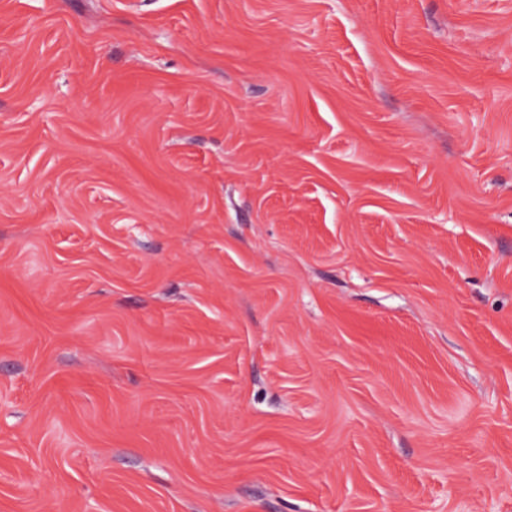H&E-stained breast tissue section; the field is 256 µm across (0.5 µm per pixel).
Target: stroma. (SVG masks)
<instances>
[{
	"mask_svg": "<svg viewBox=\"0 0 512 512\" xmlns=\"http://www.w3.org/2000/svg\"><path fill=\"white\" fill-rule=\"evenodd\" d=\"M0 512H512V0H0Z\"/></svg>",
	"mask_w": 512,
	"mask_h": 512,
	"instance_id": "stroma-1",
	"label": "stroma"
}]
</instances>
